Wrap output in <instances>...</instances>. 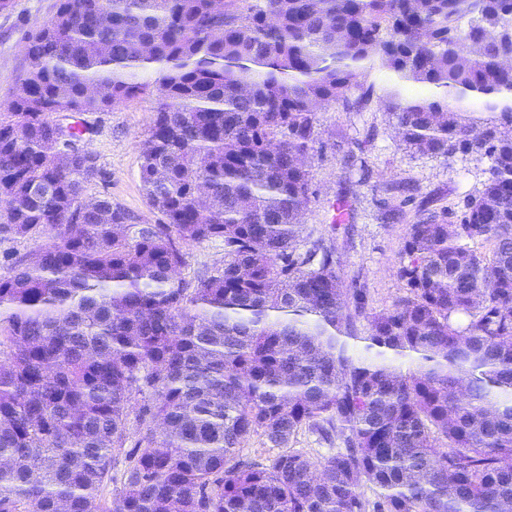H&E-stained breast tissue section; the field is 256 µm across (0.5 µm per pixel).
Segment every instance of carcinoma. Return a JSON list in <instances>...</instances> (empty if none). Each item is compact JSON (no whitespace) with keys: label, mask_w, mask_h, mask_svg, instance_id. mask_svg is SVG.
<instances>
[{"label":"carcinoma","mask_w":512,"mask_h":512,"mask_svg":"<svg viewBox=\"0 0 512 512\" xmlns=\"http://www.w3.org/2000/svg\"><path fill=\"white\" fill-rule=\"evenodd\" d=\"M24 50L0 242L48 241L3 253L0 512H512V0H59ZM149 90L141 224L85 196L98 157L53 114ZM374 101L414 152L490 160L459 222L408 225L379 313L299 244L318 110ZM212 239L224 261L183 276Z\"/></svg>","instance_id":"carcinoma-1"}]
</instances>
